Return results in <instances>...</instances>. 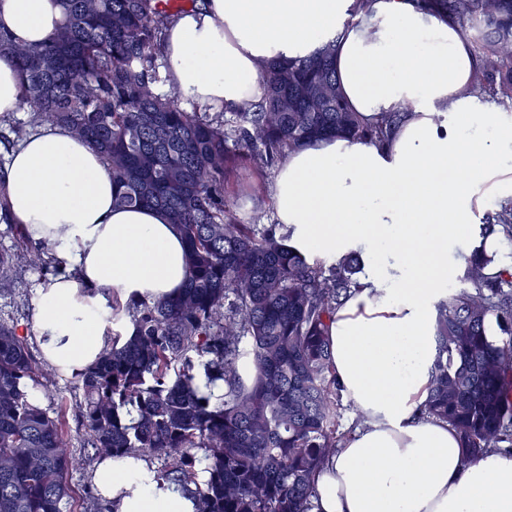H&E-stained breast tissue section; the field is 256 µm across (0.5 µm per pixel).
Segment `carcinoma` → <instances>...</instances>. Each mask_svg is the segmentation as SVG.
<instances>
[{
  "instance_id": "1",
  "label": "carcinoma",
  "mask_w": 512,
  "mask_h": 512,
  "mask_svg": "<svg viewBox=\"0 0 512 512\" xmlns=\"http://www.w3.org/2000/svg\"><path fill=\"white\" fill-rule=\"evenodd\" d=\"M65 21L31 47L0 30V57L20 74L29 126L62 125L88 140L112 177V204L165 211L181 233L189 275L172 297L112 303L131 325L72 374L82 391L81 447L94 459H156V480L180 485L196 512H310L315 478L341 446L328 327L362 290L363 258L309 259L294 227L237 218L228 183L243 167L277 168L288 150L329 138L382 146L407 103L368 123L344 101L334 42L265 63L264 92L230 112H188L161 75L172 0H58ZM462 29L477 61L474 88L512 102V0H414ZM512 235V199L487 213L481 236ZM57 258L20 229L0 249V293L18 271ZM464 280L434 306L425 400L415 418L445 422L464 462L512 455V273L473 250ZM496 322L500 335L489 334ZM48 372L26 337L0 318V512H71L74 458L62 414L32 402Z\"/></svg>"
}]
</instances>
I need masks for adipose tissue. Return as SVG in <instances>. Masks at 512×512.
<instances>
[{
  "instance_id": "ef3b65f1",
  "label": "adipose tissue",
  "mask_w": 512,
  "mask_h": 512,
  "mask_svg": "<svg viewBox=\"0 0 512 512\" xmlns=\"http://www.w3.org/2000/svg\"><path fill=\"white\" fill-rule=\"evenodd\" d=\"M353 0H206L178 14L162 44L163 73L183 102L243 109L259 73L335 41L349 107L378 117L406 101L413 116L381 147L332 138L292 150L276 170V223L312 258L365 255L363 289L336 313V377L364 421L317 474L311 512H512V457L467 464L444 423L412 418L429 383L433 302L467 267L485 198L512 197V115L472 93V53L458 26L412 0H375L337 32ZM56 0H0V30L37 45L61 27ZM11 223L53 247L69 275L38 288L31 320L44 359L72 373L112 342V302L174 294L188 274L185 244L156 208L112 204L99 152L64 126L21 141L5 166ZM146 458L95 464L106 512H195L191 492L158 483Z\"/></svg>"
}]
</instances>
